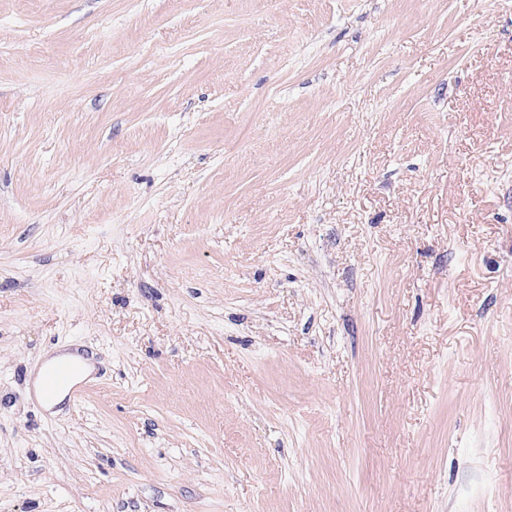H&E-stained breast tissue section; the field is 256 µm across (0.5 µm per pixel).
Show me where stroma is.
Here are the masks:
<instances>
[{
    "instance_id": "obj_1",
    "label": "stroma",
    "mask_w": 512,
    "mask_h": 512,
    "mask_svg": "<svg viewBox=\"0 0 512 512\" xmlns=\"http://www.w3.org/2000/svg\"><path fill=\"white\" fill-rule=\"evenodd\" d=\"M0 512H512V0H0ZM42 373L37 374L34 380L35 396L38 402L46 409H52L53 407L62 403L65 397V390H68L70 396H73L74 400L80 398V391L71 386L72 377L74 374L73 368L66 364L60 363L52 367L48 372L45 379V388L47 391H56L54 394L47 396L42 390ZM64 390V391H58Z\"/></svg>"
}]
</instances>
